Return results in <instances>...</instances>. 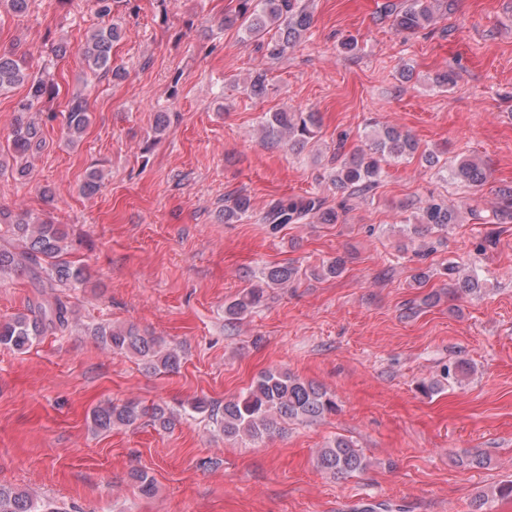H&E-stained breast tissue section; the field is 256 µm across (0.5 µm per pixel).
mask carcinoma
Returning a JSON list of instances; mask_svg holds the SVG:
<instances>
[{"label":"carcinoma","mask_w":512,"mask_h":512,"mask_svg":"<svg viewBox=\"0 0 512 512\" xmlns=\"http://www.w3.org/2000/svg\"><path fill=\"white\" fill-rule=\"evenodd\" d=\"M436 0H404L400 4H387L384 13L391 18L392 27L400 33H413L437 22L434 10ZM241 23L243 31L260 41L266 56L280 59L285 51L299 42L311 26V15L301 0H238V10L224 24ZM121 27L111 22L95 30L79 48V54L92 73L112 71V43L121 38ZM18 85L27 86L25 98L19 100V112H37L39 105L53 93L51 80L35 75L22 58L0 53V93ZM248 91L261 98L267 91V75L256 71L250 76ZM89 116L83 98L72 99L65 115L68 139L75 143L88 124ZM316 119L311 112H274L265 128V136L288 146L304 143L314 135ZM42 128L36 121L17 123L11 131L12 153L15 164L0 160V171L10 168L11 175L22 180L30 173L27 158L41 148ZM417 144L413 138L394 127L366 139L364 147L348 158L336 152L339 161L333 184L349 195L365 194L380 182L382 162L390 158L402 159L413 154ZM429 166H440L448 177L463 186L479 188L487 180L485 169L475 160L459 158L439 163L432 154L424 156ZM250 210V199L238 197L233 206L224 209V221L239 220ZM314 218L320 224H335L338 212L324 207L318 197L277 201L262 221L278 228ZM455 220L453 210L442 203L430 202L422 208L413 224L403 225L408 236L420 238L425 232L442 230ZM68 251V234L48 220H33L27 215H15L0 208V279L15 274H29L34 286L42 288H78L88 282L87 270L64 259ZM298 273L288 265L268 266L261 270L256 283L245 289L237 299L224 307L232 319L258 307L264 300L266 289L285 287ZM442 275L451 287L468 295L480 293L483 282L479 275H460L458 266L450 262ZM72 323V311L61 296L53 297L49 305H39L38 314L18 313L0 322V346L22 351L28 349L49 330H66ZM95 335L112 347V351L129 353L141 358L153 370L174 372L180 367L179 353L173 348L162 349L151 336H143L133 326L99 325ZM471 368L457 364L446 366L440 377L423 381L419 389L431 394L450 381L459 382ZM336 400L323 387L304 381L280 370L262 374L246 393L224 401L222 414L216 425L226 438L258 440L271 435L277 425L286 420L313 422L336 412ZM149 417L155 425L166 430L171 427L173 414L162 406L145 407L129 400L122 404L107 403L92 411V422L100 431L114 427L134 426ZM317 466L336 476L359 473L368 467V460L360 449L348 439L337 437L317 453ZM0 512H60L47 501L39 503L26 492L0 486Z\"/></svg>","instance_id":"obj_1"}]
</instances>
